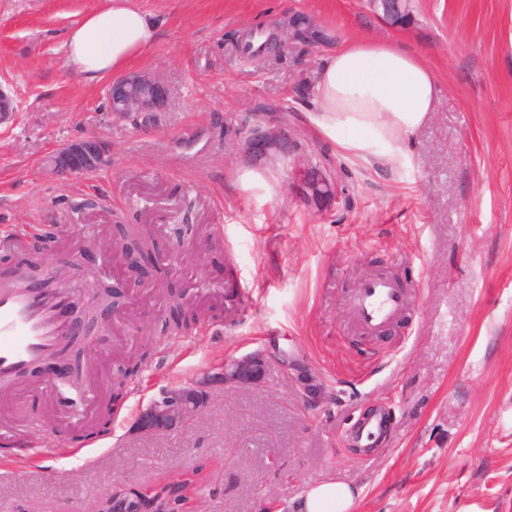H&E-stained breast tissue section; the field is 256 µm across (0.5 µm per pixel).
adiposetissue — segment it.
<instances>
[{
    "label": "adipose tissue",
    "instance_id": "ef3b65f1",
    "mask_svg": "<svg viewBox=\"0 0 512 512\" xmlns=\"http://www.w3.org/2000/svg\"><path fill=\"white\" fill-rule=\"evenodd\" d=\"M159 25L136 0H104L73 27L65 62L78 80L124 74L158 39ZM433 67L396 41L352 40L323 61L307 107L318 136L369 167H410V139L436 106ZM357 491L327 481L310 488L298 512H353Z\"/></svg>",
    "mask_w": 512,
    "mask_h": 512
}]
</instances>
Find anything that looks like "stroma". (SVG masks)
<instances>
[{
    "label": "stroma",
    "instance_id": "35a3bbf8",
    "mask_svg": "<svg viewBox=\"0 0 512 512\" xmlns=\"http://www.w3.org/2000/svg\"><path fill=\"white\" fill-rule=\"evenodd\" d=\"M100 0H0V84L16 112L0 119V268L53 225L49 278L64 257L96 262L97 284L130 283L124 306L84 352L90 399L51 376L0 400V415L33 421L39 456L0 450V512H96L118 486L147 488L197 473L191 512H296L312 486L360 492L357 512H512V0H411L392 22L370 0H139L163 28L138 67L172 89L147 128L109 112L104 83L65 65L71 28ZM305 16L329 41L289 44L283 61L225 51L224 36ZM349 38L401 40L439 81L430 121L409 144L410 167L374 169L339 155L304 117L316 71ZM286 117L299 147L286 160L248 161V130ZM97 138L100 169L63 180L47 160L69 141ZM338 183L307 196L302 171ZM266 183L247 188L244 172ZM103 197L148 226L160 250L197 225L171 281L206 317L161 345L120 400L109 429L87 410L111 396L116 366L139 349L138 329L168 312L155 274L127 267L108 213L72 202ZM387 273L408 296L401 315L364 333L348 299ZM265 352L253 392L217 391L187 430L141 441L139 413L161 390ZM322 385L305 402L298 375ZM389 412L374 452L347 448L373 406Z\"/></svg>",
    "mask_w": 512,
    "mask_h": 512
}]
</instances>
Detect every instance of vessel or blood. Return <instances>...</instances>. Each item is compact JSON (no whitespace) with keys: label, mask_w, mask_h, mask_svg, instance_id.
<instances>
[{"label":"vessel or blood","mask_w":512,"mask_h":512,"mask_svg":"<svg viewBox=\"0 0 512 512\" xmlns=\"http://www.w3.org/2000/svg\"><path fill=\"white\" fill-rule=\"evenodd\" d=\"M405 302L393 280L376 276L356 288L349 308L365 331L377 332L399 315ZM61 305V297H48L46 288L0 279V375H10L55 348L65 329Z\"/></svg>","instance_id":"vessel-or-blood-1"}]
</instances>
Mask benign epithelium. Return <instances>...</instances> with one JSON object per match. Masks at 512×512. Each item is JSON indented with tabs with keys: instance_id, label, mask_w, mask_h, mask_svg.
<instances>
[{
	"instance_id": "7a95c632",
	"label": "benign epithelium",
	"mask_w": 512,
	"mask_h": 512,
	"mask_svg": "<svg viewBox=\"0 0 512 512\" xmlns=\"http://www.w3.org/2000/svg\"><path fill=\"white\" fill-rule=\"evenodd\" d=\"M108 109L113 114L130 120L134 125L147 127L153 116L160 114L171 98L169 85L156 75L144 71H131L113 79L105 92ZM246 152L254 159L267 157L276 151L287 155L294 141L282 126H257L249 132ZM106 163L101 143L94 137L68 142L51 158L53 172L62 178L71 177L100 168ZM312 193L319 196L334 195V184L323 174L314 176L306 183ZM149 259L153 264L170 260V255L148 254L140 249L125 253L130 267ZM129 286L93 288L86 294L82 289H66L68 327L62 340L63 352L30 364L29 368L15 373L8 379H0V387H12L40 374L49 361H64L55 368L61 384L75 387L82 381V371L69 362V357L78 353L81 345V328L84 321L95 320L97 315H106L118 310L120 299L126 296ZM268 358L261 352L224 361L220 367L203 373L186 385L167 388L153 398L141 410L133 429L144 437H168L191 424L208 407L213 393L222 389L255 391L265 382ZM302 393L306 403L315 405L321 398V388L316 380L306 378L302 382ZM188 496L155 499L137 490L115 491L103 503L99 512H185Z\"/></svg>"
}]
</instances>
